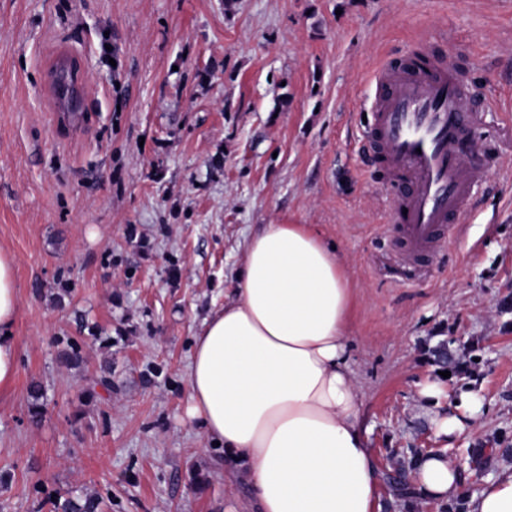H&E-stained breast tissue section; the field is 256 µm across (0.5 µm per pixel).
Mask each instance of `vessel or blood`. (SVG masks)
<instances>
[{"label": "vessel or blood", "mask_w": 512, "mask_h": 512, "mask_svg": "<svg viewBox=\"0 0 512 512\" xmlns=\"http://www.w3.org/2000/svg\"><path fill=\"white\" fill-rule=\"evenodd\" d=\"M371 121L361 143L395 184L388 215L414 254L441 247L487 179L471 89L453 63L387 60L371 75Z\"/></svg>", "instance_id": "vessel-or-blood-1"}]
</instances>
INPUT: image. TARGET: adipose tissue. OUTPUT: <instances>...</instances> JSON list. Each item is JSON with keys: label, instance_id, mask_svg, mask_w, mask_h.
I'll return each instance as SVG.
<instances>
[{"label": "adipose tissue", "instance_id": "1", "mask_svg": "<svg viewBox=\"0 0 512 512\" xmlns=\"http://www.w3.org/2000/svg\"><path fill=\"white\" fill-rule=\"evenodd\" d=\"M356 290L335 249L304 224H264L235 296L194 338L190 419L242 471L256 512H375L381 476L359 418L348 329ZM14 260L0 253V388L18 373ZM414 501L512 512V463L467 497L447 457L416 460Z\"/></svg>", "mask_w": 512, "mask_h": 512}]
</instances>
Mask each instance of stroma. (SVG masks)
<instances>
[{"label": "stroma", "mask_w": 512, "mask_h": 512, "mask_svg": "<svg viewBox=\"0 0 512 512\" xmlns=\"http://www.w3.org/2000/svg\"><path fill=\"white\" fill-rule=\"evenodd\" d=\"M422 50L468 79L491 150L466 223L428 260L389 229L388 175L358 144L371 71ZM62 57L73 116L52 88ZM262 224L309 225L358 286L351 364L379 471L426 448L479 492L512 457V0H0V251L19 299L0 512L81 491L104 512H252L244 474L187 417L188 363ZM66 338L82 367L60 363ZM442 339L465 370L439 411L466 388L483 410L449 443L420 407Z\"/></svg>", "instance_id": "obj_1"}]
</instances>
